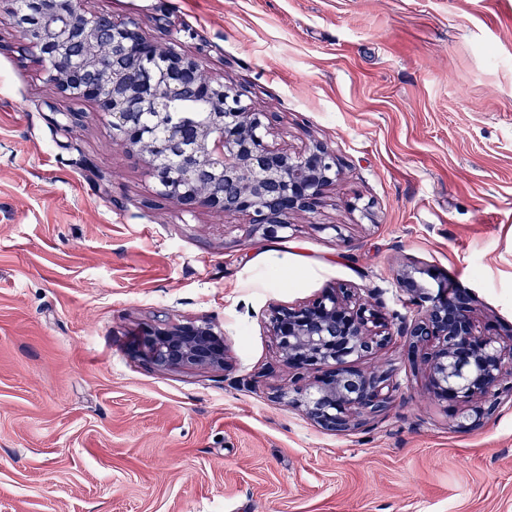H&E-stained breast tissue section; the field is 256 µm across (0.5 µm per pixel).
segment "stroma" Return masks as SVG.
<instances>
[{
  "label": "stroma",
  "instance_id": "obj_1",
  "mask_svg": "<svg viewBox=\"0 0 512 512\" xmlns=\"http://www.w3.org/2000/svg\"><path fill=\"white\" fill-rule=\"evenodd\" d=\"M167 16L256 109L270 144L319 140L340 175L286 236L187 214L59 94L0 12V512H512V396L477 429L393 337L389 412L330 433L274 401L265 321L343 284L392 325L401 263L471 291L512 333V0H82ZM207 320L227 370L153 368L142 326Z\"/></svg>",
  "mask_w": 512,
  "mask_h": 512
}]
</instances>
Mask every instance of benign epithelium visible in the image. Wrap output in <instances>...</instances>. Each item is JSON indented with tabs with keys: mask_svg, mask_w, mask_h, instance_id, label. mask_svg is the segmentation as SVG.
Returning <instances> with one entry per match:
<instances>
[{
	"mask_svg": "<svg viewBox=\"0 0 512 512\" xmlns=\"http://www.w3.org/2000/svg\"><path fill=\"white\" fill-rule=\"evenodd\" d=\"M35 27L19 25L20 39L37 57L60 94L97 105L113 137L142 160L157 193L187 212L198 208L241 215L253 231L276 237L291 218L311 213L336 181V158L322 143L290 153L271 146L272 113L244 102L223 78L202 77L203 54L148 39L135 21L112 22V56L97 46V15L79 0H25ZM191 92L207 103L196 117L168 122L171 104ZM413 262L397 271L396 282L410 294L419 315L397 334L406 338L410 364L426 365L435 397L460 407V426L477 428L494 415L503 393L512 342L477 331L471 294L440 284L428 291ZM268 326L281 362L298 372L314 370L315 381L294 385L275 399L304 408L316 425L331 432L388 410L392 372L365 373L354 366L392 338L386 315L370 303L352 300L343 287L324 289L313 299L271 307ZM136 354L159 370L225 369L224 333L210 322L148 325Z\"/></svg>",
	"mask_w": 512,
	"mask_h": 512,
	"instance_id": "7a95c632",
	"label": "benign epithelium"
}]
</instances>
